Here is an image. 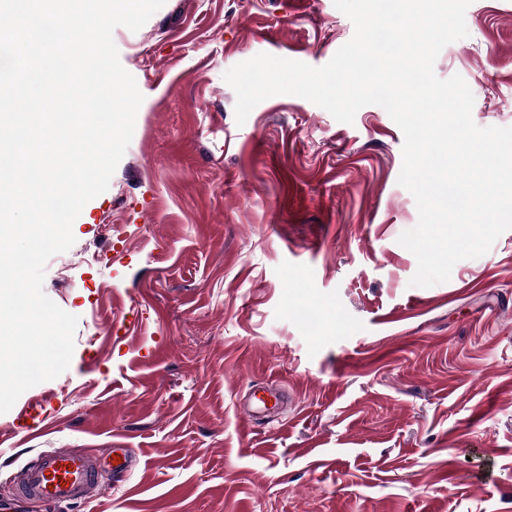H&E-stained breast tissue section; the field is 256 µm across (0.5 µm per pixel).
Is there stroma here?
<instances>
[{"instance_id": "stroma-1", "label": "stroma", "mask_w": 512, "mask_h": 512, "mask_svg": "<svg viewBox=\"0 0 512 512\" xmlns=\"http://www.w3.org/2000/svg\"><path fill=\"white\" fill-rule=\"evenodd\" d=\"M458 74L481 127L512 126V0H472ZM354 34L333 0H165L113 31L144 100L108 189L43 291L77 315L69 368L0 414V498L44 451L123 482L30 512H512V230L412 286L404 137L291 95L244 125L224 79L268 53L320 67ZM280 390L277 410L245 406Z\"/></svg>"}]
</instances>
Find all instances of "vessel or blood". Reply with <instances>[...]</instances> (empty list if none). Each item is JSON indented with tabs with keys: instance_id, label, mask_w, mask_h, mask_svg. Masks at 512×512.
<instances>
[{
	"instance_id": "1",
	"label": "vessel or blood",
	"mask_w": 512,
	"mask_h": 512,
	"mask_svg": "<svg viewBox=\"0 0 512 512\" xmlns=\"http://www.w3.org/2000/svg\"><path fill=\"white\" fill-rule=\"evenodd\" d=\"M99 469L90 454L67 449L46 451L28 467L18 496L43 502L81 500L91 490L101 488Z\"/></svg>"
}]
</instances>
